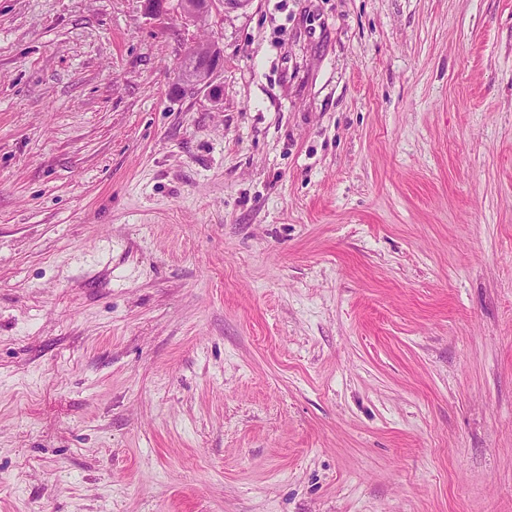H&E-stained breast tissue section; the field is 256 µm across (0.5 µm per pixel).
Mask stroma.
I'll return each mask as SVG.
<instances>
[{
	"instance_id": "1",
	"label": "stroma",
	"mask_w": 512,
	"mask_h": 512,
	"mask_svg": "<svg viewBox=\"0 0 512 512\" xmlns=\"http://www.w3.org/2000/svg\"><path fill=\"white\" fill-rule=\"evenodd\" d=\"M0 512H512V0H0ZM252 0H177V8L180 15L188 22L200 25L208 22L209 17L217 7H222L224 12L227 9L244 8ZM192 61L182 72V82L187 85H207L222 64V55L215 43L193 44Z\"/></svg>"
}]
</instances>
